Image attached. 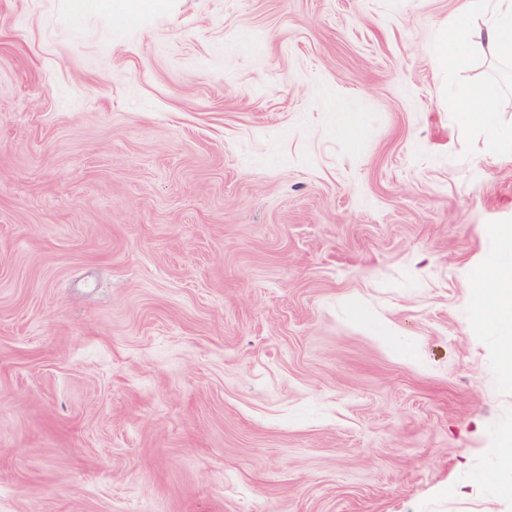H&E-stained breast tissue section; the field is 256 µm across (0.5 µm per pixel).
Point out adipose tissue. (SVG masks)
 I'll use <instances>...</instances> for the list:
<instances>
[{
    "label": "adipose tissue",
    "mask_w": 512,
    "mask_h": 512,
    "mask_svg": "<svg viewBox=\"0 0 512 512\" xmlns=\"http://www.w3.org/2000/svg\"><path fill=\"white\" fill-rule=\"evenodd\" d=\"M488 50L503 61L512 60V0H469L468 10L443 33L439 69L460 65L472 46ZM463 122L481 125L495 134L499 110L496 93L482 86L469 89L458 103ZM473 307L480 322L498 336L503 359H512V263H499L473 284Z\"/></svg>",
    "instance_id": "ef3b65f1"
}]
</instances>
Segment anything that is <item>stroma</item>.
I'll return each mask as SVG.
<instances>
[{"instance_id":"1","label":"stroma","mask_w":512,"mask_h":512,"mask_svg":"<svg viewBox=\"0 0 512 512\" xmlns=\"http://www.w3.org/2000/svg\"><path fill=\"white\" fill-rule=\"evenodd\" d=\"M465 9L0 0V512H512Z\"/></svg>"}]
</instances>
